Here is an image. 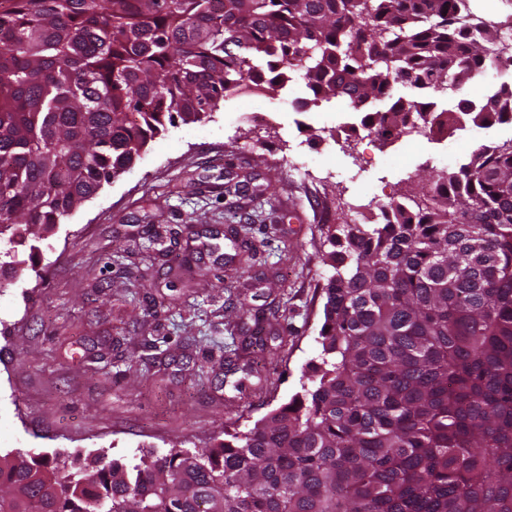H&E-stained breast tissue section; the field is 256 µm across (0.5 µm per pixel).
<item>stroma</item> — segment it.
<instances>
[{"mask_svg": "<svg viewBox=\"0 0 512 512\" xmlns=\"http://www.w3.org/2000/svg\"><path fill=\"white\" fill-rule=\"evenodd\" d=\"M230 94L211 116L176 124L135 165L32 247L0 282V453L105 454L208 446L301 390L319 350L322 261L336 207L368 223L420 177L459 163L512 125L387 142L343 101ZM245 112L268 113L247 124ZM242 228L240 239L227 237ZM251 246L241 276L234 257ZM267 346L237 390L224 365L253 324Z\"/></svg>", "mask_w": 512, "mask_h": 512, "instance_id": "stroma-1", "label": "stroma"}]
</instances>
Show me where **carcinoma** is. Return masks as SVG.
I'll return each mask as SVG.
<instances>
[{
    "instance_id": "obj_1",
    "label": "carcinoma",
    "mask_w": 512,
    "mask_h": 512,
    "mask_svg": "<svg viewBox=\"0 0 512 512\" xmlns=\"http://www.w3.org/2000/svg\"><path fill=\"white\" fill-rule=\"evenodd\" d=\"M0 0V239L49 232L166 125L297 76L382 140L512 122L467 0ZM436 98L389 95L391 80ZM384 100L382 109L371 103ZM319 353L246 431L134 460L0 455V512H512V138L328 227ZM512 84V75L510 70L507 72H497L494 67L488 68L482 75L472 80L462 91V94L470 98L478 94L483 89L493 91L501 84Z\"/></svg>"
}]
</instances>
